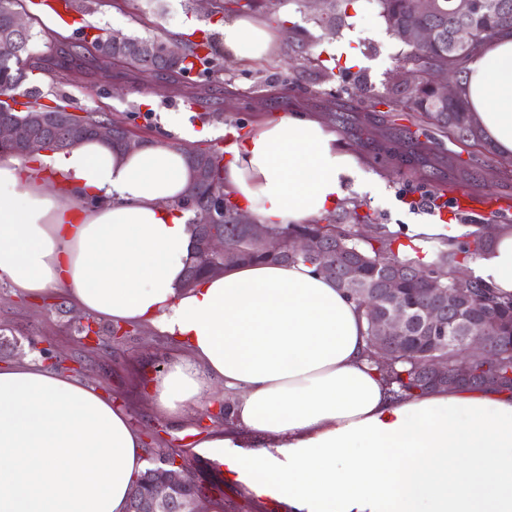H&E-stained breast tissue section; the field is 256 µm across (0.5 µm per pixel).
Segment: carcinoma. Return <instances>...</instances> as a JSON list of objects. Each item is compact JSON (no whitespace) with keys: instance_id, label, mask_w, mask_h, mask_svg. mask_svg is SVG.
<instances>
[{"instance_id":"1","label":"carcinoma","mask_w":512,"mask_h":512,"mask_svg":"<svg viewBox=\"0 0 512 512\" xmlns=\"http://www.w3.org/2000/svg\"><path fill=\"white\" fill-rule=\"evenodd\" d=\"M350 0H330V10L326 15L315 18V23L325 29L336 28V12L347 8ZM437 11L430 17L421 16L415 8L414 0H377L380 15L384 18L388 29L394 36H399L403 27L427 26L432 31V39L424 44L406 43L408 51L403 61L412 65L414 70L426 72L434 68H446L455 74H462L463 64L473 55L477 48L504 29H512V0H503L505 9L499 14H484L482 12L467 14L463 8L464 0H437ZM259 6L258 0H220L217 4L219 11L251 10ZM468 22L475 30V38L465 46L452 47L449 44L451 31L460 23ZM35 34L26 31L21 38L22 47L19 53L10 57H0V117L34 128L38 145L26 153L32 158L41 151L55 152L62 148L69 150L82 141L80 137L67 143L64 147L53 146L49 141L58 136L57 125L47 120L55 108L38 102L37 94L27 93L28 101L23 103L24 109L19 111L15 105L17 89L21 86L28 69H42L41 58H35L30 53V44ZM146 39L122 35L120 40L109 36L97 37L83 50L90 56L119 68L134 70L150 77H161L175 81L189 70L186 60L199 57L202 49L207 50L204 63H213L214 53L209 51V43L198 44L175 59L150 55L142 50ZM392 112H414L421 116L427 126L439 131H446L454 140L467 147L490 149L484 142L480 131L469 120V109L459 97L446 104L437 102L432 90L422 81H418L401 100H395L390 105ZM73 123L82 128H91L110 119L100 113H90L86 116H71ZM112 123V122H110ZM116 134H121L124 127L112 123ZM188 160L194 172V179L187 188L179 206L193 213L191 224L194 237L199 239L207 228L229 232L232 230L233 216L237 205L230 200H224V212L212 213L210 202L213 195L223 191L224 183V154L217 151L193 156ZM285 232L313 233L321 237L320 244L326 249L332 248V241L344 237L351 251L337 257L338 270L351 274L363 288H373L381 278V268L378 261L395 266L397 270H422L415 259H401L394 252L393 235L383 227H377L366 241H359L353 226L337 224L330 220L326 224H295L284 228ZM484 249L483 239L476 236L470 242L458 249H441L436 253L435 261L427 269L442 267L453 270L458 264L460 254L476 256ZM270 261L310 262L303 254L289 257L273 258L256 245L249 244L240 262ZM208 273L201 257H194L188 266L185 286L191 288L198 280ZM465 288L468 305L462 310L467 317L471 335L479 336L493 333L499 323L505 322L512 326V297H498L474 278L461 284ZM406 336L410 343L403 353L385 364L377 365L385 382L395 386L401 392L413 393L426 391L428 386L427 363L434 358H448V367H453L455 357L461 349V344L454 337L441 338L432 334L419 319L411 320L407 327ZM476 374L464 384L467 389L483 387V378L487 375L497 378V387L512 390V352L498 361L487 366L479 364L475 367Z\"/></svg>"}]
</instances>
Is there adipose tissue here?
<instances>
[{
	"label": "adipose tissue",
	"mask_w": 512,
	"mask_h": 512,
	"mask_svg": "<svg viewBox=\"0 0 512 512\" xmlns=\"http://www.w3.org/2000/svg\"><path fill=\"white\" fill-rule=\"evenodd\" d=\"M221 39L242 63L276 41L248 17ZM459 95L512 159V30L477 49ZM192 180L163 139L127 150L92 137L35 163L1 154L0 282L165 337V371L144 373L164 415L222 385L224 427L201 445L254 497L288 512H512V393L393 394L358 305L301 262L235 265L185 287L191 215L178 203ZM349 180L378 185L335 129L295 112L246 135L224 166L226 192L274 227L325 215ZM469 268L512 295V226ZM145 454L95 386L34 360L0 365V512H127Z\"/></svg>",
	"instance_id": "obj_1"
}]
</instances>
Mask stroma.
Here are the masks:
<instances>
[{
    "label": "stroma",
    "mask_w": 512,
    "mask_h": 512,
    "mask_svg": "<svg viewBox=\"0 0 512 512\" xmlns=\"http://www.w3.org/2000/svg\"><path fill=\"white\" fill-rule=\"evenodd\" d=\"M78 3L91 26L107 33L154 36L181 44L218 36L225 20L224 15L210 14L200 0ZM328 8L327 0H278L275 13L255 9L254 17L282 31L301 27L304 48L291 50L283 39L269 56L248 65L221 55L219 69L198 64L189 70L179 92L165 80L146 82L118 67L110 78H103L104 62L90 56L80 60L79 71L70 78L41 73L29 77L28 83L39 88L42 103L65 101L77 115L108 113L145 141L164 135L169 125L214 129V137L181 141L187 151L224 149L236 137L288 111L319 114L347 145L360 150L364 165L381 185L375 195L347 188L333 217L344 224L351 211H358L368 226L382 225L392 232L397 246L418 249L420 257L431 260L434 249L447 241V234L415 239L406 229L411 224L436 223L430 208L435 194L447 190L449 175H456L457 186L465 188L480 181L485 199L494 201L512 196V181L498 179L499 155L461 146L443 135L438 136L428 163L404 161L418 128L414 114L375 126L360 122L363 113L379 116L385 112L377 97L403 78L406 48L388 31L376 0H351L342 22L332 31L314 22ZM28 10L36 34L35 54H49L60 38L72 46L86 43L85 34L60 33L47 24L45 7L32 4ZM146 96L151 97V104H143ZM84 322V312L71 303L57 298L35 302L0 284V333L12 343L11 349L0 352V365L61 358L62 371L86 380L111 398L152 447L181 450L194 457L192 478L223 484L227 512H281L279 505L249 498L236 482L225 479L223 469L197 456L195 443L211 434L215 422L210 412L221 404L223 387L207 389L200 405L181 417L157 413L137 383V370L146 364L153 371L164 370L172 351L170 343L149 328L132 326L124 335L109 338L107 345L92 348L78 332Z\"/></svg>",
    "instance_id": "stroma-1"
}]
</instances>
